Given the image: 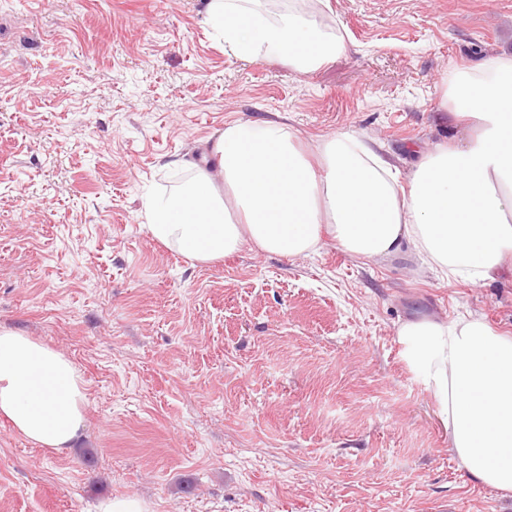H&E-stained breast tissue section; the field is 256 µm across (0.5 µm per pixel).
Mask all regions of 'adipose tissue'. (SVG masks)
<instances>
[{
	"instance_id": "ef3b65f1",
	"label": "adipose tissue",
	"mask_w": 512,
	"mask_h": 512,
	"mask_svg": "<svg viewBox=\"0 0 512 512\" xmlns=\"http://www.w3.org/2000/svg\"><path fill=\"white\" fill-rule=\"evenodd\" d=\"M205 21L243 60L274 57L306 71L343 47L317 23L271 15L260 0H208ZM444 98L475 132L462 146H436L405 182L371 139L343 132L308 151L286 123H229L212 144L211 166H193L183 185L147 200L146 229L197 263L247 244L306 256L328 234L362 260L410 251L449 277L491 280L512 268V54L456 72ZM397 336L438 403L461 466L474 480L512 492V337L473 315L410 320ZM86 402L66 357L0 328V417L18 434L69 453Z\"/></svg>"
}]
</instances>
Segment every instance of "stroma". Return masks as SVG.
<instances>
[{"instance_id": "stroma-1", "label": "stroma", "mask_w": 512, "mask_h": 512, "mask_svg": "<svg viewBox=\"0 0 512 512\" xmlns=\"http://www.w3.org/2000/svg\"><path fill=\"white\" fill-rule=\"evenodd\" d=\"M341 36L304 72L245 61L206 0H0V327L64 354L86 389L67 455L0 418V512H512L448 446L401 323L484 319L512 337V272L481 286L416 255L252 247L194 263L143 200L191 175L227 123L305 146L377 140L408 173L458 146L447 78L512 54V0H264ZM97 512H153L152 505L142 499L129 496L108 497L101 500Z\"/></svg>"}]
</instances>
